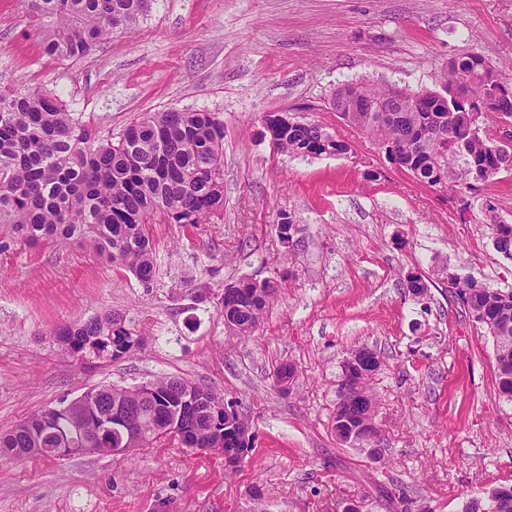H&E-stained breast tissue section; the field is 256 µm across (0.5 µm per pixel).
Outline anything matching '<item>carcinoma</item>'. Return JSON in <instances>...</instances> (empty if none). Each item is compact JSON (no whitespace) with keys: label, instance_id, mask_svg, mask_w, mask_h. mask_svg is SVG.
<instances>
[{"label":"carcinoma","instance_id":"obj_1","mask_svg":"<svg viewBox=\"0 0 512 512\" xmlns=\"http://www.w3.org/2000/svg\"><path fill=\"white\" fill-rule=\"evenodd\" d=\"M45 53L88 55L104 36L130 31L149 15L152 0H28ZM330 108L371 136L391 163L443 192L475 194L496 175L512 173V140L494 126H512V77L478 51L448 62L444 93L395 85L347 83ZM274 150L296 157L346 154V142L325 127L262 118ZM224 210V122L214 112L148 113L102 142L81 118L46 90L0 93V224L24 242L73 241L148 286L154 280L151 224H207ZM484 212L497 252L512 259V224L493 205ZM449 293L461 312L491 336L499 394L512 403V289L452 277ZM406 290L428 291L410 274ZM275 284L241 279L224 288V321L232 335L249 337L263 318ZM63 355L80 362L119 360L142 346L121 316L106 313L53 331ZM361 367L341 370L338 421L359 429L353 442L378 437L370 379L381 362L358 348ZM149 389L100 386L41 411L0 433V458L42 454L44 448H140L180 432L199 438L192 448H249L224 414V398L183 378L158 377ZM464 512H512V487L486 489Z\"/></svg>","mask_w":512,"mask_h":512}]
</instances>
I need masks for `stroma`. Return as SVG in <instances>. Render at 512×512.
I'll return each mask as SVG.
<instances>
[{
  "label": "stroma",
  "mask_w": 512,
  "mask_h": 512,
  "mask_svg": "<svg viewBox=\"0 0 512 512\" xmlns=\"http://www.w3.org/2000/svg\"><path fill=\"white\" fill-rule=\"evenodd\" d=\"M475 49L512 75V0H154L136 31L87 57L46 56L25 0H0V90L57 94L98 136L149 112L224 122V212L154 224L144 286L79 244L29 245L0 224V432L91 388L176 376L223 396L254 449L233 477L221 454L161 440L123 456L0 458V512H463L512 485V403L491 336L448 294L452 276L512 289V260L483 212L423 186L329 106L347 82L442 92L449 59ZM322 124L347 154L295 158L260 135L267 112ZM298 231L282 243L276 225ZM428 292L406 290L409 274ZM276 281L253 336L224 325L225 285ZM143 340L116 361L61 354L51 329L106 311ZM381 361L379 455L337 440L341 362ZM296 371L288 394L278 366Z\"/></svg>",
  "instance_id": "35a3bbf8"
}]
</instances>
